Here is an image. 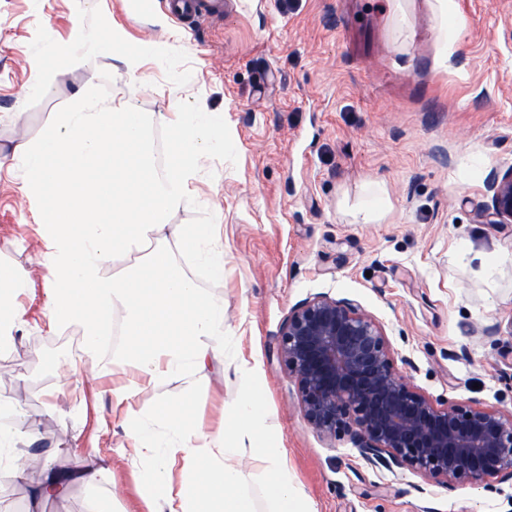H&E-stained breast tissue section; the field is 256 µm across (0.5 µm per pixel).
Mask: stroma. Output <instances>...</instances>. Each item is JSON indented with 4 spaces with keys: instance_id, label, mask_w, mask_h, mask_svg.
Returning a JSON list of instances; mask_svg holds the SVG:
<instances>
[{
    "instance_id": "stroma-1",
    "label": "stroma",
    "mask_w": 512,
    "mask_h": 512,
    "mask_svg": "<svg viewBox=\"0 0 512 512\" xmlns=\"http://www.w3.org/2000/svg\"><path fill=\"white\" fill-rule=\"evenodd\" d=\"M401 5L399 16L390 0H224L223 16L179 23L163 0L140 16L124 0H0L1 148L36 137L91 77L152 117L164 157L175 152L166 122L201 103L223 113L230 142L168 217L218 225L223 280L165 242L205 294L223 299L225 353L127 406L108 395L127 375L91 377L70 342L79 327L48 330L44 241L30 201L0 171V261L31 273L26 323L0 356V392L45 436L29 455L68 469L95 447L112 466L95 490L73 487L38 512H85L92 494L113 512H146L133 462L116 449L127 422L189 399L193 424L223 428L244 390L237 362L255 369L266 422L311 512H512L510 482H432L371 467L349 435L323 439L278 355L293 308L317 295L345 299L381 327L396 369L435 404L512 413V224L478 218L489 180L512 168V0H453L465 30L449 63L436 0ZM83 28L119 31L117 58L89 60L22 100L46 49L72 46ZM122 55L137 58L138 73ZM377 185L384 207L361 223L356 206ZM485 254L500 258L494 275L480 265Z\"/></svg>"
}]
</instances>
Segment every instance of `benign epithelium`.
<instances>
[{
    "label": "benign epithelium",
    "mask_w": 512,
    "mask_h": 512,
    "mask_svg": "<svg viewBox=\"0 0 512 512\" xmlns=\"http://www.w3.org/2000/svg\"><path fill=\"white\" fill-rule=\"evenodd\" d=\"M488 190L492 206L480 217L511 224L512 168ZM278 348L308 424L326 439L348 434L371 465L437 483L512 481V415L434 404L395 369L381 327L352 303L319 295L299 304Z\"/></svg>",
    "instance_id": "obj_1"
}]
</instances>
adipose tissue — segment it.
Listing matches in <instances>:
<instances>
[{"instance_id": "ef3b65f1", "label": "adipose tissue", "mask_w": 512, "mask_h": 512, "mask_svg": "<svg viewBox=\"0 0 512 512\" xmlns=\"http://www.w3.org/2000/svg\"><path fill=\"white\" fill-rule=\"evenodd\" d=\"M119 32L84 33L77 51L61 68L82 66L113 53ZM150 117L128 100L101 94L95 79L76 92L68 107L34 138L14 142L0 153V166L17 172L20 191L49 220L42 225L46 249L39 265L48 296L50 328L83 329V354L92 375L107 371L101 338L113 314H122L125 363L133 378L114 388L121 404L137 392L193 375L224 347V302L202 293L196 281L165 249L168 233L215 279L224 277V245L210 224H167V216L187 202L186 186L205 160L223 154L224 115L198 106L166 126L176 151L159 172L149 137ZM123 257L124 267L108 273ZM29 274L0 264V354L16 346L26 322L19 297ZM247 388L227 415L224 429L207 433L190 423L189 402L176 401L164 414L134 416L128 425L132 460L139 469L138 492L148 512H255L241 462L264 464L273 493L272 512H308L297 491L258 398L253 372L241 368ZM42 438L39 426L0 428V472L25 481L21 446ZM32 502L64 497L73 482L92 486L109 473L99 451L86 452L80 467L63 472L42 464Z\"/></svg>"}]
</instances>
